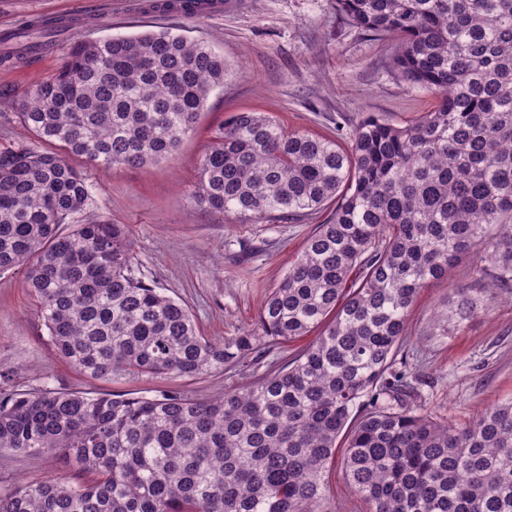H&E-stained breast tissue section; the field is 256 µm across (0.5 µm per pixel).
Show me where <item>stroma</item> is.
<instances>
[{"mask_svg":"<svg viewBox=\"0 0 512 512\" xmlns=\"http://www.w3.org/2000/svg\"><path fill=\"white\" fill-rule=\"evenodd\" d=\"M88 0H0V25L19 28L48 17H72L79 27L29 65L0 66V148L31 143L18 118L23 91L52 75L72 38L95 41L169 30L211 45L228 72L201 112L195 132L168 159L94 175L93 212L127 225L140 272L192 310L214 340L258 331L260 304L282 278L330 210L301 220L247 223L200 209L192 201L196 160L212 131L232 113L266 112L289 128L349 138L369 116L393 124L414 119L433 98L393 76L382 41L351 26L333 0H228L222 14L189 18L148 15L126 5L91 13ZM485 282L472 258L447 279L425 288L412 312L409 347L423 361L421 403L434 416L468 420L512 398V293L449 330L437 328L451 289L479 290ZM288 351L270 349L255 364L196 379L177 377L93 380L61 361L38 317L21 271L0 273V368L5 382L87 392L152 397L180 391L195 398L223 394L278 370ZM64 465L52 454L0 452V485L45 479Z\"/></svg>","mask_w":512,"mask_h":512,"instance_id":"35a3bbf8","label":"stroma"}]
</instances>
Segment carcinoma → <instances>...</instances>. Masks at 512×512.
Wrapping results in <instances>:
<instances>
[{"instance_id": "cac0c4a2", "label": "carcinoma", "mask_w": 512, "mask_h": 512, "mask_svg": "<svg viewBox=\"0 0 512 512\" xmlns=\"http://www.w3.org/2000/svg\"><path fill=\"white\" fill-rule=\"evenodd\" d=\"M388 42L402 83L436 98L411 122H360L350 145L254 111L213 131L193 202L250 221L335 204L264 298L267 348L320 330L277 371L196 399L57 389L0 396V449L54 451L74 472L0 488V512H336L341 466L365 512H512V399L452 424L416 404L410 315L429 284L479 255L512 285V0H335ZM0 34V65L73 29ZM224 57L169 30L77 38L19 99L38 142L0 149V272L22 270L60 359L101 380L195 379L247 363L259 338L213 341L146 281L123 224L90 212L91 175L173 155ZM81 157L84 170L70 158ZM488 306L455 288L443 330Z\"/></svg>"}]
</instances>
